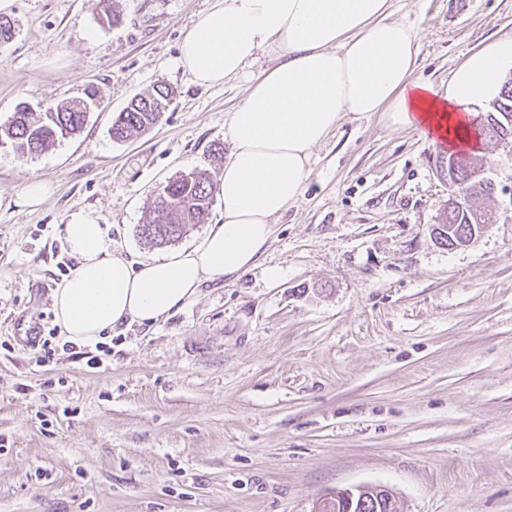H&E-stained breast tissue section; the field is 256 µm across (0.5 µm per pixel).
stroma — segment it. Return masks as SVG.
<instances>
[{"instance_id": "obj_1", "label": "stroma", "mask_w": 512, "mask_h": 512, "mask_svg": "<svg viewBox=\"0 0 512 512\" xmlns=\"http://www.w3.org/2000/svg\"><path fill=\"white\" fill-rule=\"evenodd\" d=\"M214 0H8L0 124L98 88L80 135L32 156L0 142V512H313L386 486L403 512H512V139L476 157L500 216L468 245L432 234L448 202L438 145L381 113L345 115L256 266L204 282L152 327L124 325L100 368L64 350L52 294L73 265L72 213L161 255L138 226L159 189L221 172L224 123L275 59L198 84L180 44ZM419 30L418 79L443 89L512 34V0H393ZM176 95L114 141L134 96ZM52 191L19 206L29 180Z\"/></svg>"}]
</instances>
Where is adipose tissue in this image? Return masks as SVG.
Instances as JSON below:
<instances>
[{
  "label": "adipose tissue",
  "instance_id": "1",
  "mask_svg": "<svg viewBox=\"0 0 512 512\" xmlns=\"http://www.w3.org/2000/svg\"><path fill=\"white\" fill-rule=\"evenodd\" d=\"M264 50L276 65L228 115L222 222L188 246L134 260L92 213L71 215L64 241L75 265L52 297L67 342L91 346L120 325H154L203 282L247 271L274 220L303 194L314 149L345 114L380 112L394 128L472 148L478 106L512 70L511 35L471 54L446 90L416 79L418 31L393 17L390 0H216L183 38L179 63L199 83L221 85Z\"/></svg>",
  "mask_w": 512,
  "mask_h": 512
}]
</instances>
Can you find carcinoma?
Instances as JSON below:
<instances>
[{
    "label": "carcinoma",
    "mask_w": 512,
    "mask_h": 512,
    "mask_svg": "<svg viewBox=\"0 0 512 512\" xmlns=\"http://www.w3.org/2000/svg\"><path fill=\"white\" fill-rule=\"evenodd\" d=\"M162 87L140 96L136 106L119 112L112 123V138L124 141L142 134L154 126L169 102L163 98ZM97 105L94 90L85 92V97L66 101L40 112L28 110L22 105L7 122L0 124V141L7 140L22 156L40 153L56 142L80 133L89 118L87 105ZM492 111L486 115L487 127L480 128V136L489 140L512 139V79L505 81L500 96L492 102ZM478 165L476 158L457 154V180L459 189L471 197L469 209L463 213L445 212L442 223L449 224L445 242L448 246L462 244L465 232L471 225L494 224L497 213L475 205L482 197L493 195L492 181L485 186L466 184L470 170ZM217 188L211 175L205 170H196L168 182L158 194L156 204L145 223L139 225V235L151 245H165L177 241L190 224H202L209 215L210 206Z\"/></svg>",
    "instance_id": "cac0c4a2"
}]
</instances>
